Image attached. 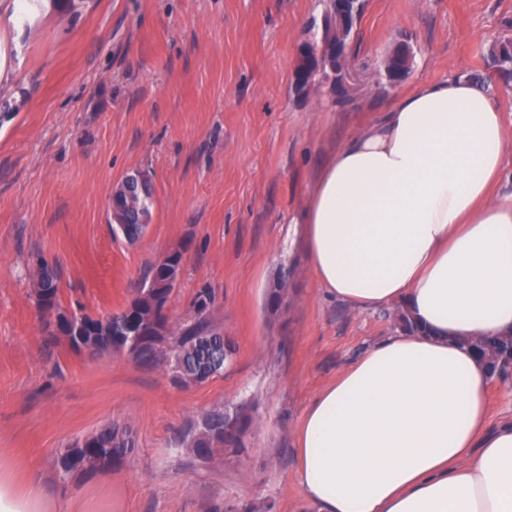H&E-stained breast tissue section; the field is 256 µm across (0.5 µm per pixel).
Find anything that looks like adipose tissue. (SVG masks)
Listing matches in <instances>:
<instances>
[{
	"mask_svg": "<svg viewBox=\"0 0 512 512\" xmlns=\"http://www.w3.org/2000/svg\"><path fill=\"white\" fill-rule=\"evenodd\" d=\"M512 155L496 98L421 84L352 135L296 221L315 280L351 310L421 324L373 344L295 432L318 512H512V419L489 420L470 339L512 335ZM60 490L0 465V512H55Z\"/></svg>",
	"mask_w": 512,
	"mask_h": 512,
	"instance_id": "obj_1",
	"label": "adipose tissue"
}]
</instances>
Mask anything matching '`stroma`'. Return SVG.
Returning <instances> with one entry per match:
<instances>
[{"label":"stroma","instance_id":"35a3bbf8","mask_svg":"<svg viewBox=\"0 0 512 512\" xmlns=\"http://www.w3.org/2000/svg\"><path fill=\"white\" fill-rule=\"evenodd\" d=\"M324 0H43L22 24L0 0V463L60 483L57 512H317L297 479L294 434L320 390L395 327L317 285L293 219L316 173L347 138L419 84L486 71L512 37V0H365L352 62L361 93L298 96V47ZM415 53L398 88L371 77L400 41ZM148 175L153 218L130 244L107 202ZM184 268L166 312L210 321L236 353L222 374L185 386L160 367L91 356L52 337L31 295L37 257L60 301L91 315L124 308L167 252ZM293 277L279 312L264 292ZM251 402L247 456L203 460L179 441L214 408ZM129 426L121 464L59 482L60 448Z\"/></svg>","mask_w":512,"mask_h":512}]
</instances>
